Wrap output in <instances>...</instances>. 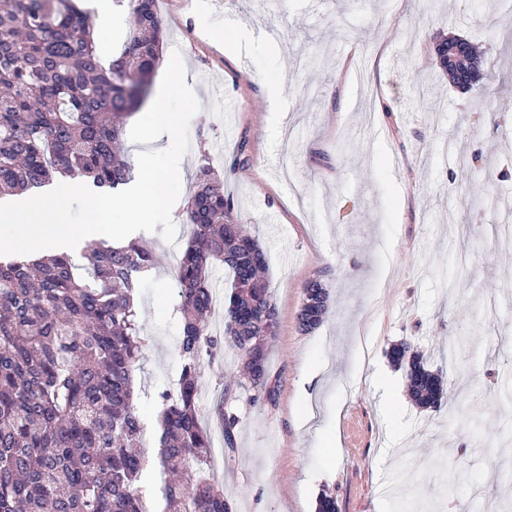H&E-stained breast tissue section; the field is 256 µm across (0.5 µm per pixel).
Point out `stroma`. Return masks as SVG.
Here are the masks:
<instances>
[{
    "instance_id": "stroma-1",
    "label": "stroma",
    "mask_w": 512,
    "mask_h": 512,
    "mask_svg": "<svg viewBox=\"0 0 512 512\" xmlns=\"http://www.w3.org/2000/svg\"><path fill=\"white\" fill-rule=\"evenodd\" d=\"M164 49H179L201 109L182 159L174 242L140 293L145 357L135 373L153 443L158 395L181 371L174 268L191 234L182 214L201 158L239 223L263 243L278 309L268 368L276 399L234 387L232 351L204 367L203 411L239 419L219 480L233 512H512V7L504 0H157ZM248 20L277 31L225 58L210 30ZM489 44L482 112L436 53ZM383 59L380 78H337L340 62ZM278 98L268 110L265 79ZM203 133H196V126ZM326 317L299 332L309 281ZM454 289H447V282ZM463 336L465 349H449ZM410 342L444 372L458 406L417 407L387 349ZM322 383L306 388L308 371Z\"/></svg>"
}]
</instances>
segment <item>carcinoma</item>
Returning <instances> with one entry per match:
<instances>
[{"label": "carcinoma", "instance_id": "carcinoma-1", "mask_svg": "<svg viewBox=\"0 0 512 512\" xmlns=\"http://www.w3.org/2000/svg\"><path fill=\"white\" fill-rule=\"evenodd\" d=\"M129 14L119 54L107 62L90 12L78 0H0V199L39 189L57 174L100 190L132 181L123 137L151 94L161 48L156 0H117ZM459 87L478 85L483 57L469 43L439 48ZM192 235L175 269L181 313L176 392L159 395L156 459L162 512H232L202 465L212 443L199 416L198 380L228 348L246 369L255 404L276 396L267 366L278 311L262 244L237 223L224 183L206 162L185 208ZM89 279L67 253L0 260V512H152L142 490L150 464L136 405L134 371L147 337L138 306L156 250L133 238L92 241L81 252ZM231 275L224 330H210V268ZM329 293L304 290L299 329L315 330ZM405 367L412 400L441 408L442 371L400 343L387 352ZM224 449L237 418L217 404Z\"/></svg>", "mask_w": 512, "mask_h": 512}]
</instances>
